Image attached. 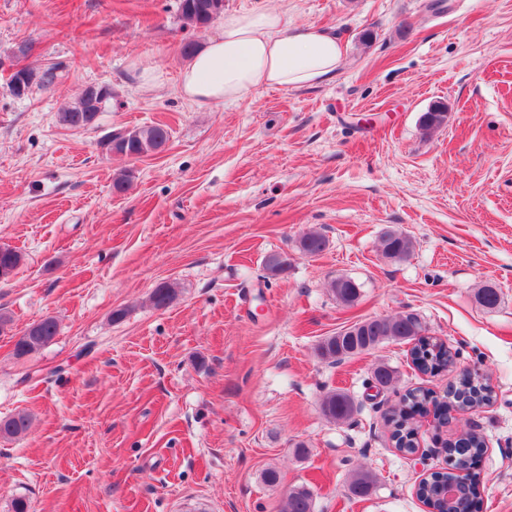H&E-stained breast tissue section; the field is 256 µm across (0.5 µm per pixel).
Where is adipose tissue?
Here are the masks:
<instances>
[{"instance_id":"obj_1","label":"adipose tissue","mask_w":512,"mask_h":512,"mask_svg":"<svg viewBox=\"0 0 512 512\" xmlns=\"http://www.w3.org/2000/svg\"><path fill=\"white\" fill-rule=\"evenodd\" d=\"M343 46L326 27L289 23L284 12L225 14L223 32L180 71L178 90L199 106L231 104L265 88L302 89L335 76Z\"/></svg>"}]
</instances>
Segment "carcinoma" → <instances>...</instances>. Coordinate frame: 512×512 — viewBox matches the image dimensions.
I'll list each match as a JSON object with an SVG mask.
<instances>
[{"mask_svg":"<svg viewBox=\"0 0 512 512\" xmlns=\"http://www.w3.org/2000/svg\"><path fill=\"white\" fill-rule=\"evenodd\" d=\"M179 12L183 22L190 26L210 23L224 12V0H179ZM55 78L53 71L46 70L41 75L24 70V84L32 88L38 83L50 85ZM95 97L81 96L63 112L58 120L74 129L91 125L92 114L97 110ZM170 133L162 124L138 127L124 138H115L109 143V151L128 158H139L151 153L162 152ZM327 247V240L318 231H310L298 240L297 249L304 255L317 256ZM413 250L411 239L392 230L384 233L381 239L383 256L392 261L405 260ZM23 262V255L14 248L0 246V277L9 279ZM330 288L341 303L350 305L360 294V287L349 280L342 288L331 282ZM176 295L175 288L162 282L153 288L150 302L156 309L167 308ZM476 298L485 308H494L499 302L497 289L486 285L477 291ZM425 330L420 318L406 315L371 317L361 320L336 334L324 337L316 347L317 356L331 363L366 354L378 346L395 342L410 343L409 356L412 366L423 374H434L453 366L455 354L433 336L420 335ZM58 335V323L53 317L43 318L31 324L14 345L15 355L24 357L48 346ZM397 378V370L386 363L373 367L372 379L380 387L389 388ZM494 390L488 379L478 372H465L448 388V399L436 401L431 391L415 388L407 391L400 406L388 418L390 438L394 447L401 453L411 454L417 447V417L434 409L442 418L452 417V413L464 412L472 408L486 406L492 402ZM323 414L332 421H346L354 413V402L343 392H327L321 403ZM32 417L26 411L0 419V439L9 441L24 434L30 427ZM484 447L481 437L472 431L462 433L457 439L448 442L444 448L451 461V469L435 472L419 485L417 494L422 502L436 512H466L468 502L481 495L483 484L480 473L475 471V458ZM375 486L373 476L368 472L352 474L348 490L352 497L364 499L371 495ZM282 512H313V496L309 488L288 491Z\"/></svg>","mask_w":512,"mask_h":512,"instance_id":"obj_1","label":"carcinoma"}]
</instances>
